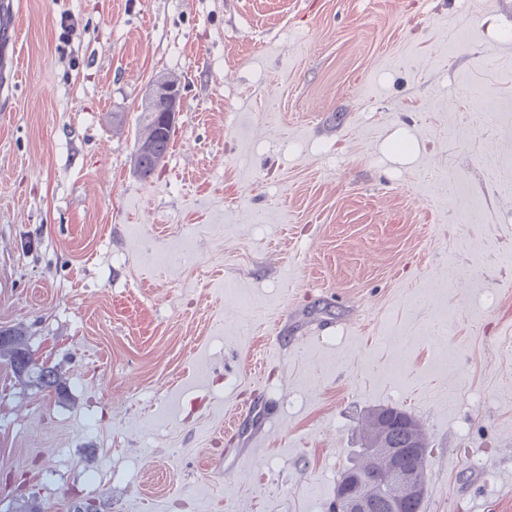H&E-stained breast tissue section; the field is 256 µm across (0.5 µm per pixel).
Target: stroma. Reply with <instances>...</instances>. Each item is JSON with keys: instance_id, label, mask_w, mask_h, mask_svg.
Here are the masks:
<instances>
[{"instance_id": "35a3bbf8", "label": "stroma", "mask_w": 512, "mask_h": 512, "mask_svg": "<svg viewBox=\"0 0 512 512\" xmlns=\"http://www.w3.org/2000/svg\"><path fill=\"white\" fill-rule=\"evenodd\" d=\"M503 30L512 0H14L0 327L64 392L0 357V512H335L379 407L426 431L422 512H512ZM182 96L183 85L179 77H157L149 84L142 111L160 112L163 122L171 127ZM144 120L146 133L136 143L135 167L139 176L147 179L157 171L159 160L168 155L173 131L171 132L172 128L161 127L152 116L151 119L144 118ZM142 140V144H139ZM26 331L21 326L0 328V354L6 352L8 362L17 378L46 391L63 392V385L57 369L45 362H39L25 340ZM20 354H30L32 365L24 370L17 364Z\"/></svg>"}]
</instances>
